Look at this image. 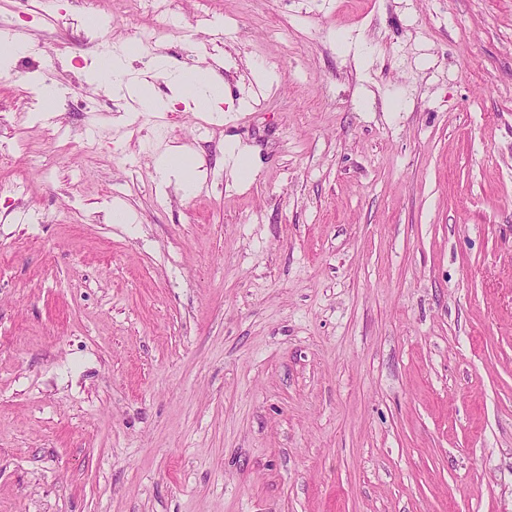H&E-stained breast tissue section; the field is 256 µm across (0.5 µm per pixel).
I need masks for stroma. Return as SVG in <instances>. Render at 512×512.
I'll return each mask as SVG.
<instances>
[{"instance_id": "1", "label": "stroma", "mask_w": 512, "mask_h": 512, "mask_svg": "<svg viewBox=\"0 0 512 512\" xmlns=\"http://www.w3.org/2000/svg\"><path fill=\"white\" fill-rule=\"evenodd\" d=\"M169 2L0 0V512H512V0ZM135 55L134 47H113L112 51L108 50L96 59V72L100 78H112V84L116 88L130 92L132 88L124 82V77ZM170 97L166 100L156 99L149 92V82L142 80L134 88L141 105L147 111L167 110L173 100L184 103L188 108H206L223 99V88L215 83L209 75L201 70L168 74ZM176 156L173 154H167L159 158L157 163V172L161 179L166 180L172 176L176 178H182L186 186L191 185V179L188 176L185 168L182 166L181 158L176 161Z\"/></svg>"}]
</instances>
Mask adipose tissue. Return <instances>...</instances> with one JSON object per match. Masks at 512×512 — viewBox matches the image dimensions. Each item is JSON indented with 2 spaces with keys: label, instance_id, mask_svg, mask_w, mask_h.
<instances>
[{
  "label": "adipose tissue",
  "instance_id": "obj_1",
  "mask_svg": "<svg viewBox=\"0 0 512 512\" xmlns=\"http://www.w3.org/2000/svg\"><path fill=\"white\" fill-rule=\"evenodd\" d=\"M168 84L170 97L166 100L154 98L150 94L149 82L143 81L137 84L135 92L145 110H167L171 101L174 100L184 103L188 108H206L223 99L222 87L201 70L169 75Z\"/></svg>",
  "mask_w": 512,
  "mask_h": 512
}]
</instances>
